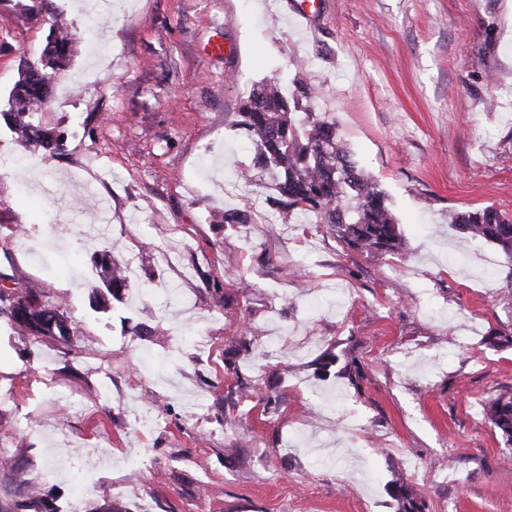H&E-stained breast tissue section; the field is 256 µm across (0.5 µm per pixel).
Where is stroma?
Instances as JSON below:
<instances>
[{
  "mask_svg": "<svg viewBox=\"0 0 512 512\" xmlns=\"http://www.w3.org/2000/svg\"><path fill=\"white\" fill-rule=\"evenodd\" d=\"M110 2L53 0L79 43L38 119L66 150L30 160L3 114L49 27L0 0V275L76 327L36 342L0 315V512H67L84 480L82 512H398L402 481L421 512H512L483 412L512 391V259L448 224L512 215V0ZM299 61L403 252L237 180L238 103ZM102 251L132 271L105 313Z\"/></svg>",
  "mask_w": 512,
  "mask_h": 512,
  "instance_id": "1",
  "label": "stroma"
}]
</instances>
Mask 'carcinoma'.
Wrapping results in <instances>:
<instances>
[{
  "label": "carcinoma",
  "mask_w": 512,
  "mask_h": 512,
  "mask_svg": "<svg viewBox=\"0 0 512 512\" xmlns=\"http://www.w3.org/2000/svg\"><path fill=\"white\" fill-rule=\"evenodd\" d=\"M31 9L47 18L50 33L39 59L21 72L10 94L11 110L4 116L25 148L54 155L64 150V133L35 121V115L50 98L54 80L68 68L77 38L54 12L51 0H38ZM292 83L296 97L288 96L279 81L270 79L253 84L240 102V125L254 144L253 169L241 171V177L249 180L255 170L268 175L277 192L274 204L282 213L303 211L351 247L385 253L402 250L404 238L384 202V193L357 171L336 137L334 124L311 112L299 113V99L315 94L303 69L295 72ZM452 226L467 237L500 245L512 257V218L504 213L492 207L458 213ZM94 264L95 307L106 312L130 287L127 265L107 253L95 257ZM1 313L9 315L18 334L35 340L67 342L75 333L61 301L43 299L32 291H8L0 283ZM484 412L512 445V394L489 400ZM399 501V512H420L417 493L409 486L399 487Z\"/></svg>",
  "instance_id": "carcinoma-1"
}]
</instances>
